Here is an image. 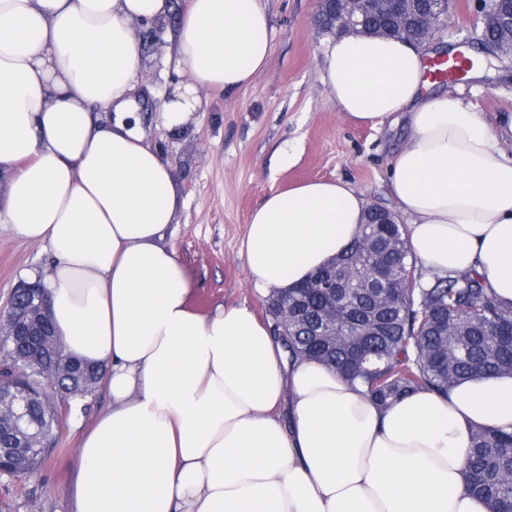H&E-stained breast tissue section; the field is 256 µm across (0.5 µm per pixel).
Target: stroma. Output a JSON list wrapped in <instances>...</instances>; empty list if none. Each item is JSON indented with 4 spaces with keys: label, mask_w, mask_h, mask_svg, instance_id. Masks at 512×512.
<instances>
[{
    "label": "stroma",
    "mask_w": 512,
    "mask_h": 512,
    "mask_svg": "<svg viewBox=\"0 0 512 512\" xmlns=\"http://www.w3.org/2000/svg\"><path fill=\"white\" fill-rule=\"evenodd\" d=\"M272 52L267 67L246 88L205 91L196 124L171 133L148 121L149 141L173 162L176 222L165 241L174 247L191 288L190 305L208 314L216 305H249L271 324L269 297L247 279L243 242L254 209L273 191L312 180L349 182L367 202L393 208L387 168L404 142L403 123L375 129L348 119L320 79V57L329 39L316 0H269ZM450 24L429 45L473 51L481 31L480 0H448ZM169 18L137 28L144 53L141 98L151 115L180 75L156 41H167ZM463 96L501 132L512 129V61L491 58L481 76L461 80ZM291 162H282L283 153ZM46 245L15 238L0 224V307L29 273L46 270ZM108 406L103 389L72 404L53 428L51 452L37 471L20 480L0 479V512H67L66 494L80 437Z\"/></svg>",
    "instance_id": "stroma-1"
}]
</instances>
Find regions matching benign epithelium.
I'll return each mask as SVG.
<instances>
[{"instance_id": "obj_1", "label": "benign epithelium", "mask_w": 512, "mask_h": 512, "mask_svg": "<svg viewBox=\"0 0 512 512\" xmlns=\"http://www.w3.org/2000/svg\"><path fill=\"white\" fill-rule=\"evenodd\" d=\"M409 0H317L323 20L336 33L383 36L385 31L369 22L372 13L384 11L392 24L405 29L415 24L429 44L448 26V0H435L436 9L424 17L404 9ZM483 28L499 30L500 41L488 44L496 57L512 54V0H481ZM307 291L322 296V312L336 322V265L311 281ZM0 339L13 346H29L14 363L17 373L39 374L43 381L28 385L0 383V477L19 478L33 472L32 460L45 448L50 426L69 409V398L83 393L98 378L97 368L79 369L65 354L56 333L47 292L38 281L21 280L12 289L0 312Z\"/></svg>"}]
</instances>
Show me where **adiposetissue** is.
<instances>
[{"label": "adipose tissue", "instance_id": "obj_1", "mask_svg": "<svg viewBox=\"0 0 512 512\" xmlns=\"http://www.w3.org/2000/svg\"><path fill=\"white\" fill-rule=\"evenodd\" d=\"M172 0H0V224L47 244L43 278L67 352L104 364L110 404L84 434L68 512H489L465 483L475 426L512 433V377L421 389L388 407L290 358L247 304L201 315L175 249L167 154L135 96L134 24ZM182 79L156 117L186 131L201 90L249 86L271 55L267 0H186L166 50ZM406 40L328 41L339 111L410 138L387 169L408 247L440 276L477 270L512 303V157L460 96L425 95ZM367 203L349 183L265 197L244 240L249 281L283 293L352 243Z\"/></svg>", "mask_w": 512, "mask_h": 512}]
</instances>
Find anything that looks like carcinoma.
Instances as JSON below:
<instances>
[{
  "label": "carcinoma",
  "mask_w": 512,
  "mask_h": 512,
  "mask_svg": "<svg viewBox=\"0 0 512 512\" xmlns=\"http://www.w3.org/2000/svg\"><path fill=\"white\" fill-rule=\"evenodd\" d=\"M407 242L406 225L366 218L347 252L335 256L336 275L346 277L336 335H313L323 315L311 296L303 318L284 328L291 356L335 369L380 405L419 389L446 395L474 376L512 375V306L476 270L422 281ZM465 473L489 512H512V433L476 427Z\"/></svg>",
  "instance_id": "cac0c4a2"
}]
</instances>
